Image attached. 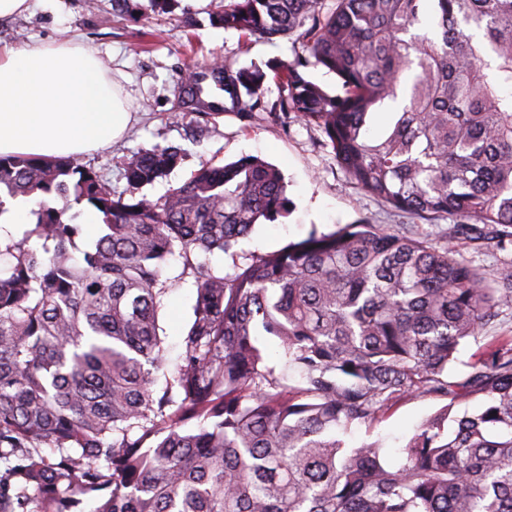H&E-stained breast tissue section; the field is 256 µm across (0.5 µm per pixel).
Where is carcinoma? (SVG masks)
Here are the masks:
<instances>
[{
	"label": "carcinoma",
	"mask_w": 512,
	"mask_h": 512,
	"mask_svg": "<svg viewBox=\"0 0 512 512\" xmlns=\"http://www.w3.org/2000/svg\"><path fill=\"white\" fill-rule=\"evenodd\" d=\"M111 2L115 16L179 6ZM323 2L225 0L212 25L246 40L294 35L301 51L197 63L174 106L205 124L292 112L321 128L365 193L428 221L470 219L452 233L512 246V0ZM318 66L341 92L309 79ZM184 155L172 144L133 155L127 197L69 157L0 156V192L37 199L23 238L0 248L15 259L0 273V512H512V336L488 339L467 375L448 379L512 305V262L489 279L446 241L363 223L241 264L239 240L287 213L282 174L246 156L156 200L135 195ZM82 205L98 233L76 258ZM216 251L233 272L194 261ZM176 253L192 271V318L158 388ZM261 336L304 385L282 383ZM414 394L448 403L398 449V466L377 444L338 437Z\"/></svg>",
	"instance_id": "carcinoma-1"
}]
</instances>
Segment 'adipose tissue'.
Here are the masks:
<instances>
[{
  "label": "adipose tissue",
  "mask_w": 512,
  "mask_h": 512,
  "mask_svg": "<svg viewBox=\"0 0 512 512\" xmlns=\"http://www.w3.org/2000/svg\"><path fill=\"white\" fill-rule=\"evenodd\" d=\"M130 120L104 62L77 41L0 48V156L79 159L109 146Z\"/></svg>",
  "instance_id": "adipose-tissue-1"
}]
</instances>
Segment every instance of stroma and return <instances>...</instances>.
<instances>
[{"label":"stroma","instance_id":"stroma-1","mask_svg":"<svg viewBox=\"0 0 512 512\" xmlns=\"http://www.w3.org/2000/svg\"><path fill=\"white\" fill-rule=\"evenodd\" d=\"M221 0H181L179 8L162 16H137L122 20L112 15L110 0H32L29 12L0 23V43L14 46L47 43L71 37L105 60L108 77L127 97L134 121L127 133L110 147L87 154L84 164L103 174L115 194L129 192L123 163L138 152L170 144L182 146L185 157L167 177L142 187L156 199L183 182L191 171L212 161L230 162L243 156L259 157L279 168L285 178L290 202L288 216L260 221L253 233L240 240L238 254L265 253L288 242L305 238L311 231H334L337 226L369 222L396 226L416 224L421 236L447 238L450 247L494 277L512 250L495 245L477 246L466 237H445L455 217L432 223L396 211L350 182L331 148L325 147L320 128L296 118L261 115L251 126L232 115L199 127L194 116L175 109L172 88L189 65L218 55L245 67L254 63L289 61L295 55L292 40L269 43L261 39L243 43L236 31L212 27L209 14ZM194 26H186V17ZM155 34L151 48L138 46V33ZM166 275L172 286L159 313V334L168 370H175L182 354V337L190 323L192 278L184 274L182 259L170 256ZM442 405L429 396H409L397 402L379 422L353 424L344 434L347 446L376 442L385 449L389 464H397L396 451L414 434L417 426Z\"/></svg>","mask_w":512,"mask_h":512}]
</instances>
